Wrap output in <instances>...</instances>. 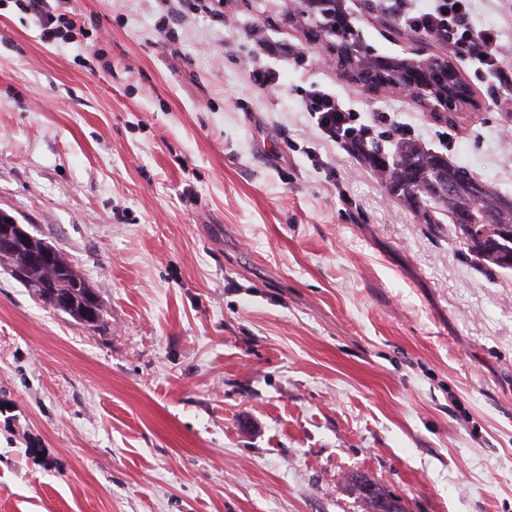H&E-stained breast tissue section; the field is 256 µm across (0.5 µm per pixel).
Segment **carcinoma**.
<instances>
[{"label":"carcinoma","instance_id":"obj_1","mask_svg":"<svg viewBox=\"0 0 512 512\" xmlns=\"http://www.w3.org/2000/svg\"><path fill=\"white\" fill-rule=\"evenodd\" d=\"M309 5L302 8V13L312 22V35L316 38L329 39L332 49L336 52V63L351 80L362 84L367 89L372 85L364 78L366 74L384 75L385 82L378 84L380 88H392L391 77H413L425 84L433 86L435 93L447 90V84L441 81L443 63L434 61L425 67L416 68L414 59L381 56L374 48L364 44L359 35L351 31L346 23L349 16L344 0H335V5H329L326 0H308ZM349 148L374 172L378 173L388 190V193L398 199L415 217L426 223L436 224V213L448 216L449 220L463 213L478 215L491 212L496 224V236L499 249L494 253L482 251L485 242L476 236L471 229H461L460 242L478 262L493 265L499 269L512 270V205L506 203L488 183L467 169L448 161L437 152L411 141H403L397 145L395 152L388 156L378 146H370L364 139L357 137L348 140ZM448 168V174L454 177L459 190L449 196H440L432 192L430 179L432 169L437 164ZM478 183L482 186V197L477 200L472 196L470 188ZM43 238L35 235L20 240L16 253L0 259V268L8 264H16L24 255L39 248ZM66 275L67 288L70 293V304L62 309L78 323H83L85 294L88 282L74 269L64 257L62 251H57L53 263L44 268L40 276L51 278L57 272ZM366 504V512H405L400 503L387 497L383 500L361 496Z\"/></svg>","mask_w":512,"mask_h":512}]
</instances>
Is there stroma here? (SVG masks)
<instances>
[{"mask_svg":"<svg viewBox=\"0 0 512 512\" xmlns=\"http://www.w3.org/2000/svg\"><path fill=\"white\" fill-rule=\"evenodd\" d=\"M379 54L459 61L454 122L371 93L297 0H0V209L104 304L88 329L0 270V512H512V272L420 224L319 125L339 96L512 198V87L346 0ZM512 62V0H471ZM102 54H95V45ZM24 1L25 10L34 15L40 22L42 28V35L46 39L58 38L63 39L64 33H69L75 29L77 21L74 19L67 20L65 13H57L59 8H66L63 6L64 0H22ZM50 2H56L52 5ZM62 24V29H60ZM62 36H59V35ZM312 100L313 112H322V116L325 115L323 112H336L335 114L342 118L343 126L347 125L349 120L351 121L349 111L337 95L335 97L317 90L314 91Z\"/></svg>","mask_w":512,"mask_h":512,"instance_id":"1","label":"stroma"}]
</instances>
